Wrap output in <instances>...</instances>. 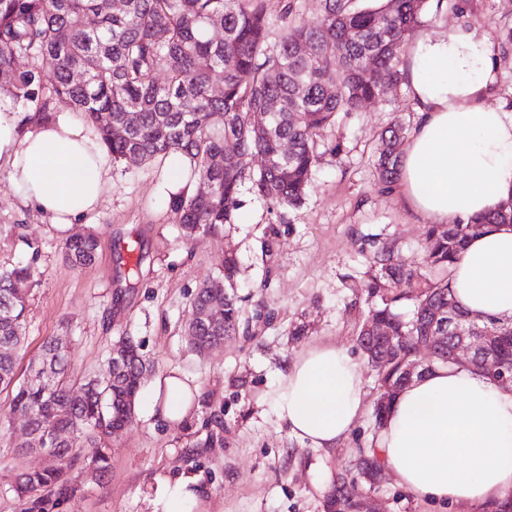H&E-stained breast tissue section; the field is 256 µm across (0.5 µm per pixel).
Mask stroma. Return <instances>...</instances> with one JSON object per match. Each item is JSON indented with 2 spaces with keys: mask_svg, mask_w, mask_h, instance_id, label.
Here are the masks:
<instances>
[{
  "mask_svg": "<svg viewBox=\"0 0 512 512\" xmlns=\"http://www.w3.org/2000/svg\"><path fill=\"white\" fill-rule=\"evenodd\" d=\"M268 45L279 42L288 21L318 18L324 0H265ZM486 30L498 57L494 101L512 102V49L501 45L512 31V0H429L409 41L456 26ZM417 113L405 84L388 87L353 112L338 113L315 143L317 163L304 201L270 204L243 185L233 223L214 234L184 239L165 192L168 164L122 159L99 210L73 233L99 241L94 262L73 267L67 235L40 213L19 206L0 172V268L33 262L26 284V340L17 365L26 379L43 342L62 340L74 379L100 375L112 344L130 336L151 367L143 386L177 370L199 387L198 407L169 425L137 402L136 420L112 443L109 471L99 477L75 469L73 495L50 498L45 512H150L155 477H197L208 512H324L325 501L376 427V372L357 344L371 302L366 285L371 258L390 247L414 267L430 229L390 188L378 182L379 133L392 123L414 129ZM21 225L23 238L9 236ZM36 242L31 253L28 242ZM234 257L232 281L220 270ZM234 295L239 327L208 352H194L186 336L191 302L203 284ZM347 348L365 384L364 412L334 448H313L291 437L272 407L286 366L307 347ZM11 395L0 392V512H20L11 484L22 469L40 470L47 457L21 452L26 438ZM355 495L380 512H483L479 505L416 499L384 472L377 486L357 481Z\"/></svg>",
  "mask_w": 512,
  "mask_h": 512,
  "instance_id": "obj_1",
  "label": "stroma"
}]
</instances>
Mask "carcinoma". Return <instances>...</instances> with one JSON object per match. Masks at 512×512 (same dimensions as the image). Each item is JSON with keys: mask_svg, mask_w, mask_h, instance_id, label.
Returning a JSON list of instances; mask_svg holds the SVG:
<instances>
[{"mask_svg": "<svg viewBox=\"0 0 512 512\" xmlns=\"http://www.w3.org/2000/svg\"><path fill=\"white\" fill-rule=\"evenodd\" d=\"M265 0H0V93L13 101L35 104L28 119H49V102L57 99L96 125L112 159L142 160L181 154L191 171L209 184L205 194L172 195V208L187 236L215 233L238 209L240 187L251 183L260 198L294 206L303 200L316 163L315 138L339 112H352L403 81L399 69L407 33L419 23L428 0H381L372 8L353 9L351 0H325L315 20L288 26L276 52H267ZM92 14L90 30L79 18ZM222 32L217 38L214 32ZM338 42L334 56L327 46ZM305 51H297L298 45ZM371 72H366V69ZM220 82L216 96L212 87ZM253 112H269L265 128L250 122ZM125 135L117 134V129ZM404 127L381 135L377 160L381 183L394 182L399 167L397 141ZM288 144V153L282 152ZM262 156L267 165L254 171L249 159ZM224 157L216 166L212 160ZM495 224H512V200L470 224L438 225L428 232L422 265L443 271L427 277L403 267L391 252L374 254L376 274L367 285L375 299L366 322L389 327L404 340L391 353L388 376L403 381L413 337L424 329L434 306L452 305L459 323L470 327L469 315L454 305L450 266L460 259L467 238ZM98 240L79 234L66 242V255L77 266L94 261ZM33 264L0 269V388L12 390L13 410L31 414V432L43 435L55 427L52 448L61 449L59 468L22 471L12 489L21 512H43L45 495L71 493L68 474L79 459L98 471L110 467L112 429L123 420V408L134 412L140 388L137 354L107 372L76 385L68 375L70 354L54 340L42 344L30 377L16 383L23 341L26 297L17 285L34 279ZM412 293L399 291L402 282ZM413 302L406 320L397 303ZM239 309L224 297L220 329L189 320L187 332L199 340L201 353L211 336L235 330ZM479 327L496 336V350L512 368V325L487 319ZM48 368L58 386L40 387L36 375ZM357 465V475L371 483L375 449Z\"/></svg>", "mask_w": 512, "mask_h": 512, "instance_id": "cac0c4a2", "label": "carcinoma"}]
</instances>
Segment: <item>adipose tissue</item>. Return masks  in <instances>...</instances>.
Returning a JSON list of instances; mask_svg holds the SVG:
<instances>
[{"instance_id": "1", "label": "adipose tissue", "mask_w": 512, "mask_h": 512, "mask_svg": "<svg viewBox=\"0 0 512 512\" xmlns=\"http://www.w3.org/2000/svg\"><path fill=\"white\" fill-rule=\"evenodd\" d=\"M497 59L478 26L417 40L405 84L417 125L393 191L428 224H467L512 198V107L489 104ZM0 167L21 203L65 232L101 204L110 156L94 126L73 115L22 128L0 106ZM453 299L464 312L512 323V225L469 238L452 267ZM366 391L344 348L300 352L274 396L291 436L333 448L348 436ZM198 388L177 372L148 395L152 415L177 424L195 408ZM398 483L433 502L479 504L512 495V386L466 366L438 367L399 392L373 443ZM197 479L157 477L152 512H204Z\"/></svg>"}]
</instances>
